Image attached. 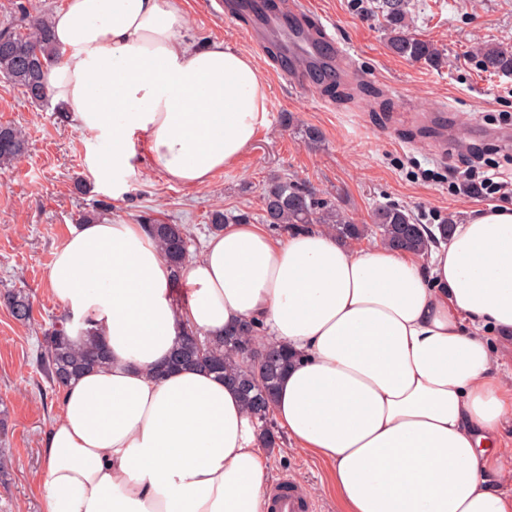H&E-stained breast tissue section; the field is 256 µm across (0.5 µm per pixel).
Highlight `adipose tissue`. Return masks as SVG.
I'll return each mask as SVG.
<instances>
[{
    "instance_id": "1",
    "label": "adipose tissue",
    "mask_w": 512,
    "mask_h": 512,
    "mask_svg": "<svg viewBox=\"0 0 512 512\" xmlns=\"http://www.w3.org/2000/svg\"><path fill=\"white\" fill-rule=\"evenodd\" d=\"M46 91L111 142L103 180L142 158L174 182L232 166L266 115L255 60L197 45L184 0H63ZM143 225L71 229L47 272L74 321L111 355L62 392L43 441L45 512H262L268 458L232 386L165 369L184 329L217 337L248 320L297 352L273 413L321 461L336 512H512V206L456 226L427 257L356 249L322 227L277 240L228 224L183 270Z\"/></svg>"
}]
</instances>
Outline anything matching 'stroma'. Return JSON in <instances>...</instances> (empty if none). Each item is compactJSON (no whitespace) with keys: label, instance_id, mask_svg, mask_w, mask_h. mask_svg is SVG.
<instances>
[{"label":"stroma","instance_id":"stroma-1","mask_svg":"<svg viewBox=\"0 0 512 512\" xmlns=\"http://www.w3.org/2000/svg\"><path fill=\"white\" fill-rule=\"evenodd\" d=\"M289 8L326 28L349 54V75H336L348 100L328 96L326 77L296 84L287 61H274L250 40L240 18L185 0L189 33L250 54L262 68L267 114L237 163L201 186L169 181L151 164L126 173L121 191L102 181L100 140L76 118L59 121L53 105L28 102L20 87L0 79V124L26 134V155L0 172V294L23 291L33 303L31 322L17 321L0 303V448L13 460L0 482V512H44L38 482L42 441L61 412V393L37 364L42 332L64 308L50 293L46 273L83 214L126 224L151 218L183 224L190 252L201 256L213 211L248 212L262 223L260 197L275 177L305 183L358 224L375 209L400 206L422 224H464L489 202L469 186L452 190L449 166L473 158L512 175V75L485 72L476 49L512 48V0H410V31L443 53L437 67L391 53L372 0H287ZM448 128L447 144L436 129ZM322 138L313 142L309 130ZM269 474L292 475L318 506L336 512L323 464L290 449H269Z\"/></svg>","mask_w":512,"mask_h":512}]
</instances>
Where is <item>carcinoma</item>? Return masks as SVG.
I'll use <instances>...</instances> for the list:
<instances>
[{
	"label": "carcinoma",
	"instance_id": "cac0c4a2",
	"mask_svg": "<svg viewBox=\"0 0 512 512\" xmlns=\"http://www.w3.org/2000/svg\"><path fill=\"white\" fill-rule=\"evenodd\" d=\"M408 0H378L376 9L385 21L388 48L396 55L414 62L437 66L442 53L430 41L407 33ZM483 69L512 75V50L493 44L480 48ZM61 51L54 40L53 25L43 14L30 15L17 28L0 30V77L21 87L27 100L41 104L47 91L42 83L43 69L59 62ZM27 139L21 130L0 125V170L12 166L26 153ZM263 221L277 230L288 232L314 224H322L342 240H355L364 235L366 226L355 224L337 209L325 204L307 187L286 179H274L261 196ZM250 222L247 212L227 215L211 214V231L226 224ZM152 236L173 268L180 275L189 262L190 234L182 224L151 221ZM453 224L431 226L420 224L406 209L386 206L372 217L371 232L385 245L417 255L428 253L441 241L449 239ZM12 316L21 322L30 320L32 302L21 291L3 295ZM71 315L64 314L43 332L39 363L53 385L61 388L77 375L109 364V357L94 331L84 329L85 341L76 345L69 338ZM251 322L229 331L222 338L203 337L189 329L179 337L169 364L195 366L213 371L240 390L244 405L262 423V442L266 448L278 446L279 436L270 413L278 383L283 372L297 354L283 347L262 348Z\"/></svg>",
	"mask_w": 512,
	"mask_h": 512
}]
</instances>
